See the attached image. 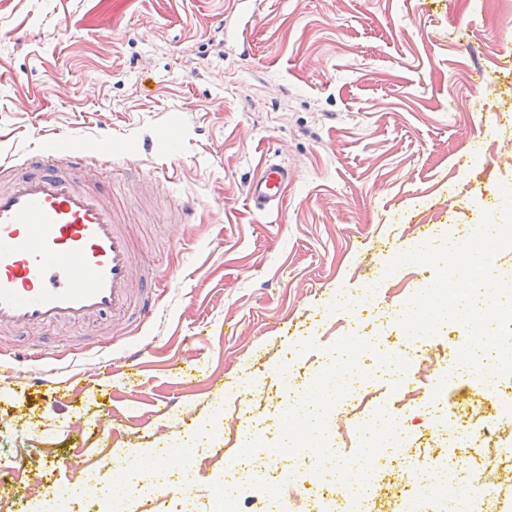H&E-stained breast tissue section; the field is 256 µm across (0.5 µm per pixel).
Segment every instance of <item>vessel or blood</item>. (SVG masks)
I'll return each instance as SVG.
<instances>
[{"mask_svg":"<svg viewBox=\"0 0 512 512\" xmlns=\"http://www.w3.org/2000/svg\"><path fill=\"white\" fill-rule=\"evenodd\" d=\"M93 157L72 139L39 150L0 188V331L153 316L151 291L166 278L141 262L103 190L79 180ZM291 179L286 165L267 163L247 184L249 204L279 210Z\"/></svg>","mask_w":512,"mask_h":512,"instance_id":"1","label":"vessel or blood"}]
</instances>
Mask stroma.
Returning <instances> with one entry per match:
<instances>
[{
    "instance_id": "35a3bbf8",
    "label": "stroma",
    "mask_w": 512,
    "mask_h": 512,
    "mask_svg": "<svg viewBox=\"0 0 512 512\" xmlns=\"http://www.w3.org/2000/svg\"><path fill=\"white\" fill-rule=\"evenodd\" d=\"M507 21L512 9L484 15L479 0H0V156L83 137L107 157L90 179L168 279L153 319L53 329L32 364L8 357L25 337H0V512L138 462L220 407L224 440L196 473L197 512H211L245 425L276 416L287 382L359 330L337 294L389 270L421 228L500 211L512 67H497L489 33ZM169 123L180 151L146 201L123 169L161 166L150 146ZM269 161L293 179L279 212L261 215L246 185ZM390 272L368 306L398 309L437 275L416 262ZM463 333L451 321L403 345L420 395L381 381L374 401L431 437L421 396ZM145 345L128 377L123 355Z\"/></svg>"
}]
</instances>
